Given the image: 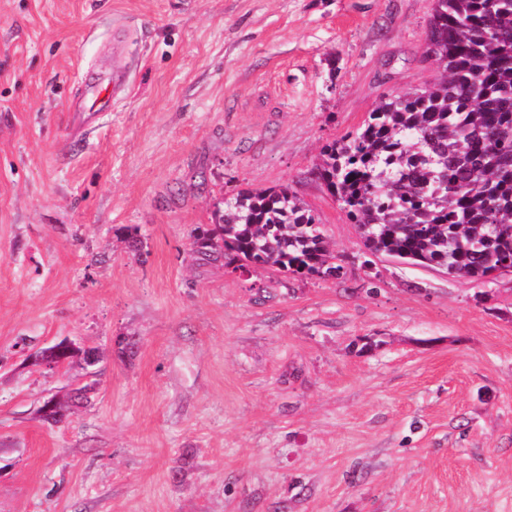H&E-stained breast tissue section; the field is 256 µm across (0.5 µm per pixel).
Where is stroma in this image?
Masks as SVG:
<instances>
[{
  "label": "stroma",
  "instance_id": "stroma-1",
  "mask_svg": "<svg viewBox=\"0 0 512 512\" xmlns=\"http://www.w3.org/2000/svg\"><path fill=\"white\" fill-rule=\"evenodd\" d=\"M432 7L0 0V512H512V273L364 268L317 177L383 97L441 79ZM116 69L70 133L65 102ZM280 186L343 276L197 259L226 198ZM64 339L95 378L32 361ZM125 83V72L112 70V73L99 75L94 82L89 84L82 92V97H88L92 102L91 108L98 104L99 107L96 112H101L110 101L111 90L124 86Z\"/></svg>",
  "mask_w": 512,
  "mask_h": 512
}]
</instances>
